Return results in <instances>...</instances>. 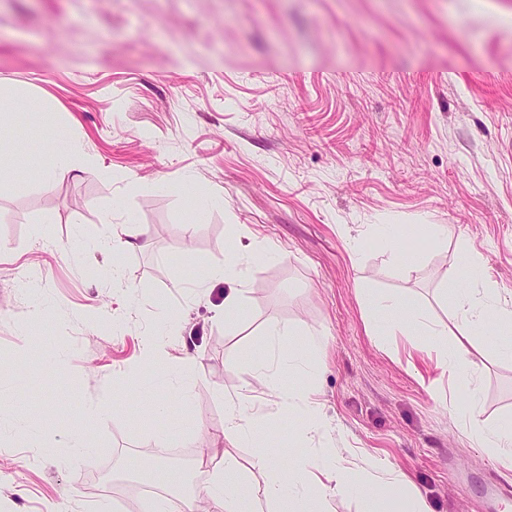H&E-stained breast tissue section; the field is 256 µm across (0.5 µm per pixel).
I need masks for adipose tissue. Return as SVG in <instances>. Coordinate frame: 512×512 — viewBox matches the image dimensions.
Segmentation results:
<instances>
[{
    "mask_svg": "<svg viewBox=\"0 0 512 512\" xmlns=\"http://www.w3.org/2000/svg\"><path fill=\"white\" fill-rule=\"evenodd\" d=\"M48 145L51 162L39 172L44 186L82 170L78 150L64 130H53ZM250 255L249 248L235 245L228 249L223 263L208 269L207 280L229 286L217 319L233 322L243 310L244 261ZM442 291L455 302L456 329L463 340L453 350L447 346V325L409 308L403 299L383 295L368 299L367 304L385 312L383 335L402 336L410 342L419 336L431 337L430 351L437 368L447 372L456 386L469 391L465 406L456 410L464 432L504 467L512 468V427L490 428L481 421L476 376L464 347L465 340L473 336H491L499 352L512 358V303L503 299L495 283L481 276L474 262L457 266ZM266 334L269 358L251 365L239 393L226 400L224 448L219 458L197 461L207 475L204 495L187 491L185 476L173 470L164 493L149 497L144 512H329L330 500L352 494L361 495L363 512H380V500L392 495L402 497V512H430L419 495H407L401 473L364 450L331 448L323 456L295 457L291 467H284L280 455L272 450L281 421L296 418L294 435L300 440L328 432L331 424L321 417L319 391L310 382L315 365L306 362L303 354L283 349L279 326H269ZM260 395L275 407L267 425L254 405ZM256 439L267 440V448L258 451L249 464H242L239 448Z\"/></svg>",
    "mask_w": 512,
    "mask_h": 512,
    "instance_id": "1",
    "label": "adipose tissue"
}]
</instances>
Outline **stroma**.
<instances>
[{"label":"stroma","instance_id":"obj_1","mask_svg":"<svg viewBox=\"0 0 512 512\" xmlns=\"http://www.w3.org/2000/svg\"><path fill=\"white\" fill-rule=\"evenodd\" d=\"M1 77L15 119L0 137L20 149L0 169V512H138L170 467L202 492L195 461L223 447L224 397L271 325L294 351L306 328L328 336L316 384L335 428L299 443L282 425V459L363 448L431 512H485L500 481L512 512V469L449 409L467 393H433L447 376L402 337L379 343L365 305L392 293L454 325L440 288L469 257L512 302V0H0ZM54 125L86 170L46 187ZM116 202L150 231L137 249L114 248L125 220L102 216ZM424 220L447 242L411 238ZM385 224L409 235L411 267L374 247ZM234 241L275 256L251 261L228 328L225 285L204 278ZM169 316L168 359L198 352L189 403L158 418L131 390L107 409ZM467 358L483 419H512V361L483 336Z\"/></svg>","mask_w":512,"mask_h":512}]
</instances>
